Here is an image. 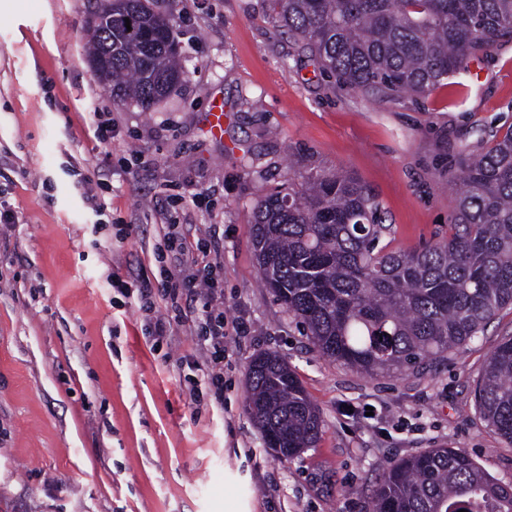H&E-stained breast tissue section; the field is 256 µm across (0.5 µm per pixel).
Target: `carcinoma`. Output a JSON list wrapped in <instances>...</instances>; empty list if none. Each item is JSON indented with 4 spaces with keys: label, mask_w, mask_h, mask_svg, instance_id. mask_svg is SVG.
<instances>
[{
    "label": "carcinoma",
    "mask_w": 512,
    "mask_h": 512,
    "mask_svg": "<svg viewBox=\"0 0 512 512\" xmlns=\"http://www.w3.org/2000/svg\"><path fill=\"white\" fill-rule=\"evenodd\" d=\"M272 20L346 87L420 97L512 37V0H269ZM117 0L89 62L113 104L150 110L181 80L175 15ZM461 151L451 233L385 251L389 231L368 189L341 172L288 180L252 207L263 286L323 356L369 376L404 375L474 340L512 305V131ZM247 411L292 458L320 439V410L275 352L251 359ZM487 424L512 444V337L489 354L476 388ZM372 512H512V485L462 448L391 462Z\"/></svg>",
    "instance_id": "obj_1"
}]
</instances>
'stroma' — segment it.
Wrapping results in <instances>:
<instances>
[{"mask_svg":"<svg viewBox=\"0 0 512 512\" xmlns=\"http://www.w3.org/2000/svg\"><path fill=\"white\" fill-rule=\"evenodd\" d=\"M105 2L0 0V206L17 216L0 223V512H368L391 461L442 446L512 483V444L475 400L512 306L426 369L365 376L322 356L262 288L250 224L288 178L338 168L374 196L387 250L447 237L456 157L479 130L512 128V39L415 99L341 86L268 0H158L175 12L184 75L144 112L115 107L88 62ZM167 224L224 234V320L249 332L224 341L220 404L192 396L204 377L189 325L154 339L106 280L150 276ZM265 351L324 419L291 459L246 411L247 366Z\"/></svg>","mask_w":512,"mask_h":512,"instance_id":"1","label":"stroma"}]
</instances>
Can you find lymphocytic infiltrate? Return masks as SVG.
<instances>
[{
	"instance_id": "lymphocytic-infiltrate-1",
	"label": "lymphocytic infiltrate",
	"mask_w": 512,
	"mask_h": 512,
	"mask_svg": "<svg viewBox=\"0 0 512 512\" xmlns=\"http://www.w3.org/2000/svg\"><path fill=\"white\" fill-rule=\"evenodd\" d=\"M216 250L215 236L200 235L191 240L180 225H168L164 245L154 255L158 281L140 279L127 283L116 278L112 285L125 288L127 295L136 297L141 310L148 315L154 336L160 339L171 337L174 327L182 324V297L200 305L205 317L197 327V336L205 356L210 389L218 397L224 391V336L229 332L245 335L247 325L242 321L229 327L224 324V293L213 274L215 263L211 259ZM157 293L169 303V313L156 312L152 298Z\"/></svg>"
}]
</instances>
